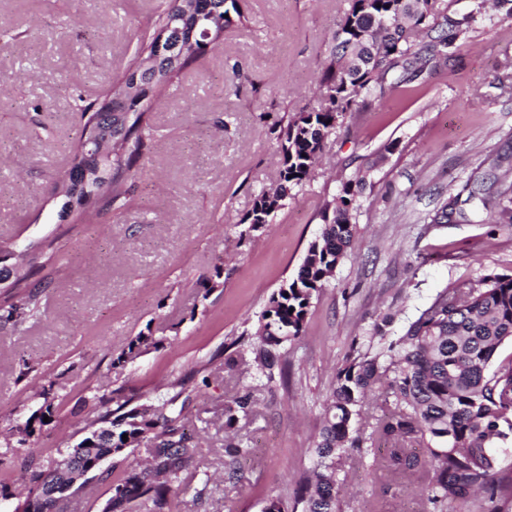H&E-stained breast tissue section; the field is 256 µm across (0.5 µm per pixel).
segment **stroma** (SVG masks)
Wrapping results in <instances>:
<instances>
[{
  "label": "stroma",
  "mask_w": 512,
  "mask_h": 512,
  "mask_svg": "<svg viewBox=\"0 0 512 512\" xmlns=\"http://www.w3.org/2000/svg\"><path fill=\"white\" fill-rule=\"evenodd\" d=\"M166 0H0V239L55 263L34 277L36 316L0 328V512L24 502L35 471L83 436L98 407L178 383L199 444L171 512H262L294 500L310 465L323 404L353 344L372 323L400 331L437 290L512 274V224L472 217L426 223L441 197L499 164L512 189V19L476 17L457 57L384 98L354 105L324 143L304 187L271 224L242 236L259 190L277 184L275 125L318 106L321 63L351 0H244L248 24L188 68L150 109L156 130L126 175V207L68 231L57 188L81 135L76 97L103 104L139 36ZM367 175L347 256L325 284L300 338L282 351L287 383L227 369L251 340L270 297L297 273L321 233L320 211L343 182ZM221 270L212 290L203 278ZM159 348L116 366L138 334ZM251 390L240 423L251 446L242 479L224 475V404ZM52 398L48 421H32ZM31 423L32 447L18 425ZM141 445L107 460L68 512H102L112 482L140 466ZM339 512H430L417 475L399 476L350 452Z\"/></svg>",
  "instance_id": "35a3bbf8"
}]
</instances>
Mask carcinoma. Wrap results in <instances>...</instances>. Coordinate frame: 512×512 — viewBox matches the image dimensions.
<instances>
[{
  "label": "carcinoma",
  "mask_w": 512,
  "mask_h": 512,
  "mask_svg": "<svg viewBox=\"0 0 512 512\" xmlns=\"http://www.w3.org/2000/svg\"><path fill=\"white\" fill-rule=\"evenodd\" d=\"M196 9L197 15L185 18L175 0H169L158 17V29L170 30L168 48H175L190 32L198 40L215 43L205 33L212 15L224 20L226 27L247 21L240 0H197ZM470 22L471 18L450 10L445 0H353L322 63L325 94L318 107L298 113L280 128L279 185L272 192H258L242 220L245 232L272 223L285 206V189L309 180L325 140L357 99L381 97L385 89L408 81L431 60L451 59L465 43ZM206 54L207 49L200 48L184 55L166 80L148 86L144 96L173 84ZM142 97H126L123 109L132 113V120L116 128L112 157L86 159L82 144L74 149L71 165L99 162L106 176L104 186L93 188L100 207L81 212L77 223L95 224L103 212L125 205L124 173L145 155L153 137ZM364 182L360 178L343 183L339 194L325 202L319 238L309 245L296 277L272 294L260 314L250 354L253 366L269 382L287 381L278 350L302 335L313 298L352 245L351 220L360 208ZM496 182L493 171L468 182L466 199L442 202L429 215L430 223L441 218L448 223L467 220V204L496 222L512 223V197L492 191ZM40 269L34 262L18 272L0 304L5 319H13L21 309L16 298L34 302L30 280ZM390 326L386 317L375 321L367 343L353 347L339 369L311 449V471L300 481L296 503L303 505L302 512H339L343 459L355 450L360 457L375 460L384 449L392 473L420 471L426 501L435 512H462L476 494L485 495L484 512H506L512 503V477L504 474L497 449L512 444V363L493 372L489 368L500 345L512 342V275L490 273L475 285L441 288L401 334H394ZM162 343L161 338L140 334L118 363L131 362ZM369 398L380 414L362 423L361 408ZM176 400L175 395L161 394L139 403L131 397L91 424L93 429H112V439L98 445L104 454L118 455L141 444L151 448L148 467L127 471L112 484L107 500L112 512H131L135 502L145 512H170L171 497L181 490L180 474L196 453V444L173 412ZM253 405L248 389L224 404L230 480L238 478L234 461L250 451L238 425ZM415 448L428 458L427 468L418 469Z\"/></svg>",
  "instance_id": "cac0c4a2"
}]
</instances>
